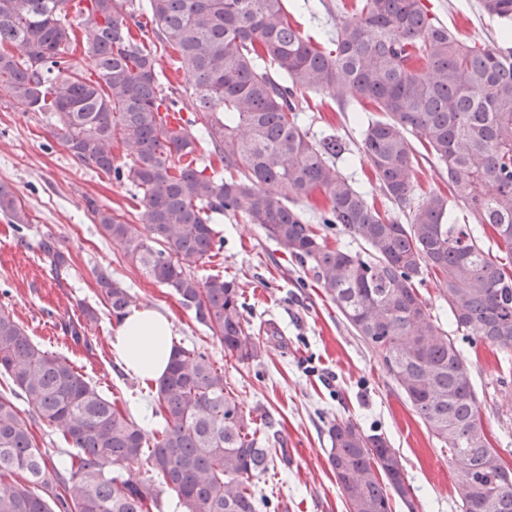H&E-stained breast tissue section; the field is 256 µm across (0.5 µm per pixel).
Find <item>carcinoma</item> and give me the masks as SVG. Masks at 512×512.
Returning <instances> with one entry per match:
<instances>
[{"label":"carcinoma","mask_w":512,"mask_h":512,"mask_svg":"<svg viewBox=\"0 0 512 512\" xmlns=\"http://www.w3.org/2000/svg\"><path fill=\"white\" fill-rule=\"evenodd\" d=\"M68 0H0V98L23 112H48L80 163L140 194L135 222L92 206L102 233L154 281L173 290L196 321L241 364L261 347L243 318L233 280L198 279L191 267L216 256L213 215L257 224L280 249L307 263L355 335L378 357L432 437L457 465L458 512H512V469L497 467L470 366L433 319L416 283L434 277L456 330L512 350V0H479L501 42L461 39L423 0H357L336 19L333 48L313 46L288 19L284 0H148L157 44L179 54L186 85L163 93L156 51L133 33L134 0H91L79 30ZM92 55L96 78L72 61ZM349 97L367 116L358 153L390 207L368 201L335 165L346 143L316 138L298 123L306 91ZM198 113L192 133L176 120ZM208 141L224 174L196 165ZM124 151L116 162L114 143ZM421 145L448 171V192L416 193ZM329 204L318 223L341 225L362 242H327L302 203ZM462 209L466 222L453 216ZM0 213L30 223L0 184ZM37 247L58 273L67 256L52 238ZM97 286L116 322L128 289L101 271ZM0 512H260L256 491L270 469L256 426L195 349L173 345L155 385L145 439L129 411L61 355L35 344L0 307ZM64 440L52 459L13 402ZM328 460L348 512H415L396 449L382 433L336 422Z\"/></svg>","instance_id":"1"}]
</instances>
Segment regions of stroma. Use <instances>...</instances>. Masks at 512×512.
<instances>
[{"mask_svg":"<svg viewBox=\"0 0 512 512\" xmlns=\"http://www.w3.org/2000/svg\"><path fill=\"white\" fill-rule=\"evenodd\" d=\"M326 0L314 11L294 10L292 19L313 44L325 43L336 24ZM431 16L453 34L497 40L495 21L478 0H424ZM298 122L311 134H335L348 146L336 159L354 187L379 198L367 165L353 161L359 139L358 114L326 91L306 92ZM0 183L11 186L31 222L13 230L0 216V304L8 306L34 341L63 355L108 397L126 402L145 432H153L152 397L141 378L125 371L112 349L117 329L98 294L96 277L106 271L129 289L133 302L170 312L175 344L205 352L258 428L263 447L273 449V467L258 483L278 502L277 512H346L328 461L327 428L350 421L366 432L386 435L400 458L415 512H457L458 470L397 389L377 356L344 322L335 303L258 225L224 214L212 227L223 249L193 272L204 278L235 279L243 315L258 338L262 356L240 364L223 343L184 309L170 288L154 282L105 238L92 206L126 217L137 213L134 187L74 159L45 112H21L0 99ZM52 237L69 259L67 278H57L36 247ZM418 289L431 314L451 333L466 357L484 427L501 457L512 463V361L456 331L433 277ZM95 317H86V309ZM81 327L74 341L69 324Z\"/></svg>","mask_w":512,"mask_h":512,"instance_id":"stroma-1","label":"stroma"}]
</instances>
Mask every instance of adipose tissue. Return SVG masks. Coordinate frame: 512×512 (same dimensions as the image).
<instances>
[{"label":"adipose tissue","instance_id":"1","mask_svg":"<svg viewBox=\"0 0 512 512\" xmlns=\"http://www.w3.org/2000/svg\"><path fill=\"white\" fill-rule=\"evenodd\" d=\"M173 323L167 312L149 307L130 310L112 347L125 369L148 380L160 379L171 360Z\"/></svg>","mask_w":512,"mask_h":512}]
</instances>
